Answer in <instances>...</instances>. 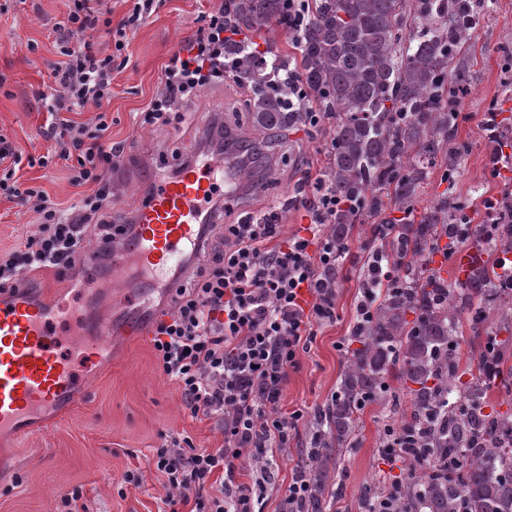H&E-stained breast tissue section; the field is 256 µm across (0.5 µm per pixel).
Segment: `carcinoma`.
I'll return each instance as SVG.
<instances>
[{
    "instance_id": "1",
    "label": "carcinoma",
    "mask_w": 512,
    "mask_h": 512,
    "mask_svg": "<svg viewBox=\"0 0 512 512\" xmlns=\"http://www.w3.org/2000/svg\"><path fill=\"white\" fill-rule=\"evenodd\" d=\"M487 11V0H308L294 33L295 72L308 92L301 102L274 77L288 72V59L276 56L266 69L236 45L224 47L233 61L225 82L245 89L242 107L252 118L241 138V180L262 179L272 133L305 124L308 112L324 113L333 133L321 185L341 203L329 219L337 262L349 253L354 225L369 220L361 287H376L369 269L381 257L401 272V284L355 325L351 341L360 347L309 426L300 476L310 491L301 512L335 504L346 452L371 403L386 412L384 428L401 432L409 472L364 487L363 501L385 496L396 512H512V412H485L491 384L512 383V344L490 340L488 323L494 311L512 328V288L499 287L497 257L512 251V192L494 199L500 223L490 236L472 225L487 258L461 282L445 279L427 256L464 242L457 234L462 205L448 194L417 208L428 168L440 166L451 188L466 155L457 138L459 105L469 91L474 31ZM265 26L288 28V0H224V28ZM488 127L498 157L512 142V117L492 111ZM389 209L403 214L400 222L385 217ZM466 328L488 337L473 374L459 351ZM391 377L401 384L403 409Z\"/></svg>"
}]
</instances>
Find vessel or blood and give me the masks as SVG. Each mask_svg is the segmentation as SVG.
<instances>
[{
	"mask_svg": "<svg viewBox=\"0 0 512 512\" xmlns=\"http://www.w3.org/2000/svg\"><path fill=\"white\" fill-rule=\"evenodd\" d=\"M235 191L230 169L211 164L189 165L177 176L154 181L139 200L124 250L113 256V274L134 273L152 287H172L173 270L195 258L203 231L212 222L210 199ZM102 286L93 276L76 285L83 296L78 316L85 336L78 351L97 363L107 360L105 338L112 333L94 308ZM27 288L21 281L0 292V436L17 440L28 436L47 409L62 403L73 406L83 397L74 387L69 359L56 347L68 313L51 299L31 298ZM118 304L137 313L127 323L126 334L147 335L151 298L127 295Z\"/></svg>",
	"mask_w": 512,
	"mask_h": 512,
	"instance_id": "obj_1",
	"label": "vessel or blood"
}]
</instances>
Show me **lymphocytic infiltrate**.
<instances>
[{
	"mask_svg": "<svg viewBox=\"0 0 512 512\" xmlns=\"http://www.w3.org/2000/svg\"><path fill=\"white\" fill-rule=\"evenodd\" d=\"M67 16L82 39L62 47L63 59L49 74L52 92L45 98L54 145L40 164L65 161L73 186L92 187L80 205L61 209L47 193L26 187L16 176L22 154L0 134V198L19 200L37 216V229L20 246L0 256V288L33 268L73 269L83 255L85 236L115 242L124 226L111 223L110 173L118 154L105 134L101 108L112 96L113 53L95 49L87 32L114 28L115 51L123 50L159 0H134L120 25L103 15V0H72ZM224 9L216 7L188 44L168 58L160 86L144 124L166 127L206 86L223 80L231 67L224 56ZM94 105L90 121L78 123L71 112ZM336 198L322 195L312 204L304 235L281 238L275 224H225L221 244L203 272L176 288L171 303L152 331L163 375L181 391L185 409L195 418L219 419L224 443L193 448L164 439L151 461L165 478L167 512H256L257 492L277 490L281 448L299 427L302 412H279L296 351L310 343L315 324L335 314L336 291L320 277L336 271V239L327 229ZM251 472V482L240 479Z\"/></svg>",
	"mask_w": 512,
	"mask_h": 512,
	"instance_id": "1",
	"label": "lymphocytic infiltrate"
}]
</instances>
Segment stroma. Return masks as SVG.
Instances as JSON below:
<instances>
[{
    "label": "stroma",
    "mask_w": 512,
    "mask_h": 512,
    "mask_svg": "<svg viewBox=\"0 0 512 512\" xmlns=\"http://www.w3.org/2000/svg\"><path fill=\"white\" fill-rule=\"evenodd\" d=\"M218 3L162 0L157 11L128 34L124 62L112 72L110 102L74 115L75 121L86 122L101 110L111 121L110 138L121 150L111 174L116 223L129 222L155 176L173 175L182 163L211 154L207 131L240 134L249 129V117L239 103L241 89L225 84L203 90L188 105L186 122L177 127L158 130L141 121L169 56L191 40L202 17ZM68 5V0H8L0 11V133L26 157L43 155L49 146L40 135L46 119L42 93L51 66L60 59L56 42L67 33ZM505 45L512 46V0H495L476 37L472 83L460 107L459 136L469 151L455 185H448L441 169H431L420 205L450 192L468 206L512 186V160L504 166L490 164L489 144L481 129L492 107L512 109V55L502 53ZM331 133V120L323 118L316 126L280 136L263 185L225 199L220 223L266 214L279 224L281 237L299 234L310 222L300 201L319 192ZM19 174L25 185L44 190L65 208L85 193L71 185L69 170L59 160L45 166L21 165ZM35 227L34 213L0 200V251L15 248ZM366 243L363 233L353 232L351 250L337 271L335 315L315 326L314 339L298 350L297 365L288 372L282 406L302 410L304 419L298 436L280 455V486H287L304 461L310 421L337 393L351 349ZM110 351L112 361L107 365L75 361L87 381L86 398L59 424L22 440L0 441V468L8 472L0 481V512H163L165 480L150 461L160 435L187 436L199 448L222 445L224 435L216 420L195 419L184 411L181 393L160 373L150 342L119 333L111 338ZM383 425V410L368 405L359 435L346 454L338 512H364L361 492L366 485L401 479L400 466L385 464L379 456ZM130 469L139 470V485L123 483L122 476Z\"/></svg>",
    "instance_id": "35a3bbf8"
}]
</instances>
